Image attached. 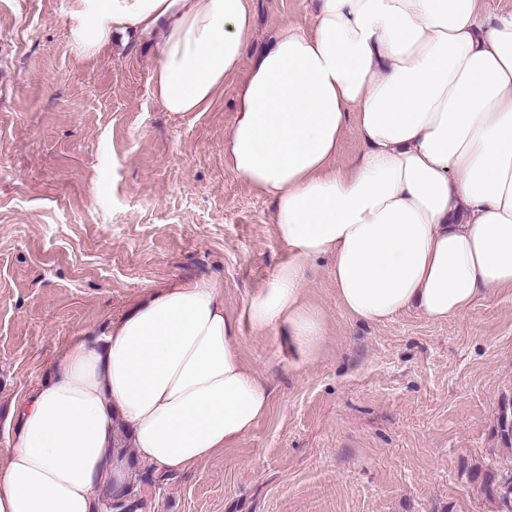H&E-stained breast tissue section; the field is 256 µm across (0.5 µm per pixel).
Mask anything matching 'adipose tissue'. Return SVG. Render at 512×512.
<instances>
[{"label": "adipose tissue", "instance_id": "1", "mask_svg": "<svg viewBox=\"0 0 512 512\" xmlns=\"http://www.w3.org/2000/svg\"><path fill=\"white\" fill-rule=\"evenodd\" d=\"M72 38L154 39L150 83L170 112L207 110L230 78V171L274 203L288 253L248 301L253 327L312 357L320 313L308 264L327 258L336 299L374 323L414 309L447 320L512 289V12L482 0H318L311 22L255 35L251 0H73ZM364 152L336 167L347 126ZM239 321L207 280H171L74 338L52 380L15 409L0 512H98L136 474L115 423L151 473L186 471L248 434L270 393L245 365Z\"/></svg>", "mask_w": 512, "mask_h": 512}]
</instances>
